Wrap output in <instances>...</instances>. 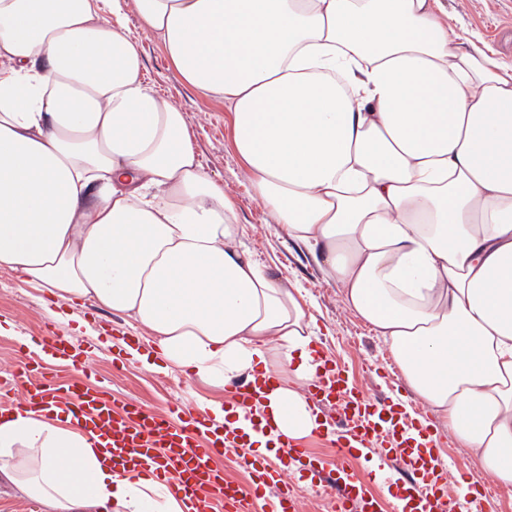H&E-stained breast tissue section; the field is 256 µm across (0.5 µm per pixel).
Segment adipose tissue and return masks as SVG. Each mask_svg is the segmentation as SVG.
<instances>
[{"label": "adipose tissue", "instance_id": "adipose-tissue-1", "mask_svg": "<svg viewBox=\"0 0 512 512\" xmlns=\"http://www.w3.org/2000/svg\"><path fill=\"white\" fill-rule=\"evenodd\" d=\"M0 0V267L146 333L129 347L316 428L324 360L296 289L242 242L192 130L142 79L135 9L183 80L231 107L279 237L304 246L411 392L512 486V67L441 0ZM57 412L0 415V478L46 512H190L113 472ZM276 383H278L276 377L270 375L264 380L255 379L253 382L235 386V405L244 409L253 407L255 401L260 399L261 390L274 386Z\"/></svg>", "mask_w": 512, "mask_h": 512}]
</instances>
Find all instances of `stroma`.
Wrapping results in <instances>:
<instances>
[{"label":"stroma","instance_id":"35a3bbf8","mask_svg":"<svg viewBox=\"0 0 512 512\" xmlns=\"http://www.w3.org/2000/svg\"><path fill=\"white\" fill-rule=\"evenodd\" d=\"M443 3L457 32L477 45L494 48L502 62L512 65V0H443ZM125 25L129 37L139 47L148 82L183 112L195 134L204 169L223 181L225 194L236 204L240 222L245 226V245L256 259L268 266L274 277L300 289L320 326L318 348L323 356L344 364L352 382L370 396L406 397L411 410L431 418V410L411 395L400 369L371 326L347 309L339 286L326 279L303 246L277 236L271 211L242 178L241 160L233 146L228 103L187 85L162 44L144 31L135 13H127ZM3 319L11 322L13 334L0 335V377L21 370L30 355L40 357L42 365L56 377L69 374L66 361L40 356L35 346L26 349L20 344L24 338L35 343L50 325L76 348L90 351L88 382L111 389L119 398H135L158 414H165L171 403L193 409L202 399L226 402L232 398L231 388L209 386L175 368L151 372L125 358L113 361L116 338L131 342L139 336L123 317L89 301L72 305L53 298L44 288L22 281L6 268H0V320ZM438 442L448 468V498L454 501L458 498V476L476 467L477 462L459 447L447 425H439Z\"/></svg>","mask_w":512,"mask_h":512}]
</instances>
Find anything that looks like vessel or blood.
I'll return each mask as SVG.
<instances>
[{
  "label": "vessel or blood",
  "instance_id": "b4317fda",
  "mask_svg": "<svg viewBox=\"0 0 512 512\" xmlns=\"http://www.w3.org/2000/svg\"><path fill=\"white\" fill-rule=\"evenodd\" d=\"M40 342L48 354L69 358L74 371H88V359L72 353L67 339L49 331ZM330 370V377L309 384L307 393L324 410L322 432L336 445L335 479L324 482L308 450L281 432L279 424L288 418L283 409L278 417H266L262 427L277 440L276 463L248 456L243 459L255 477L248 487L226 479L212 464L214 456L226 449L248 447L249 439L242 431H213L203 414L178 405L165 418L132 400L116 402L110 393L78 380L55 383L32 361L26 362L24 373L14 374L13 382L24 386L26 406L58 400L66 414L99 435L115 466L136 477L167 483L176 493L189 497L196 512H213L217 499L224 512H253L255 501L261 498L271 500L273 512H301L290 484L295 469L309 491L326 495L327 512H383L361 477L345 465L357 452L378 461L381 478L409 475L407 485L396 493L400 512H448V473L438 449L427 445L429 431L413 429L397 403L354 389L339 365H331ZM276 382V377L270 376L237 385V406H253L262 389Z\"/></svg>",
  "mask_w": 512,
  "mask_h": 512
}]
</instances>
